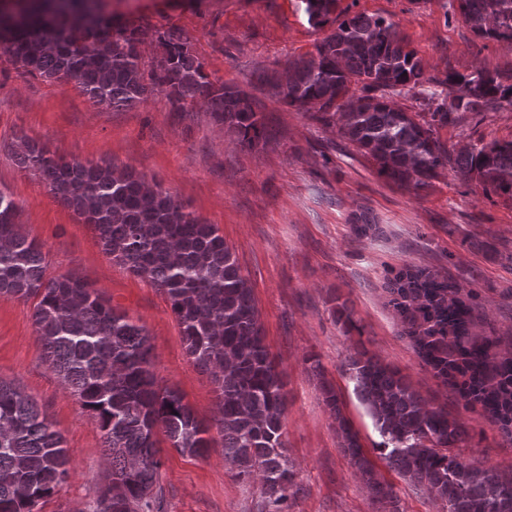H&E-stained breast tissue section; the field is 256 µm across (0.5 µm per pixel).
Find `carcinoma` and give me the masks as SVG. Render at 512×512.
<instances>
[{
	"label": "carcinoma",
	"mask_w": 512,
	"mask_h": 512,
	"mask_svg": "<svg viewBox=\"0 0 512 512\" xmlns=\"http://www.w3.org/2000/svg\"><path fill=\"white\" fill-rule=\"evenodd\" d=\"M340 0H300L312 27L333 29L314 52L264 72L259 84L339 136L379 175L404 188L431 185L441 170L477 181L512 201V139L474 144L455 154L436 138L459 116L512 111V75L474 68L423 87V66L381 16L349 14ZM460 15L482 38L512 44V0H458ZM143 24L105 13L102 0H0V49L19 71L69 80L93 104L130 109L155 90L174 106L203 100L210 117L247 148L270 135L259 102L243 89L210 80L191 45L158 33L162 55L146 68ZM419 89L425 112L398 98ZM18 166L39 175L96 233L112 262L168 298L193 363L219 390L211 425L180 393L159 385L149 334L87 280L50 276L43 246L16 223L20 206L0 189V297L33 302L44 362L101 433L104 483L94 512H164L161 449L200 457L221 446L239 478L260 477L258 512H289L300 487L284 453L288 398L265 344L249 279L224 236L169 190L111 161L55 157L21 138ZM387 304L420 359L467 410L512 434V353L476 332L474 296L426 267L408 265L385 283ZM344 366L375 421L387 467L424 490L441 512H512V472L464 462L466 423L425 403L399 370L356 347ZM340 448L356 467L379 512H399L394 486L381 479L334 388L322 384ZM217 435H211V429ZM71 476L65 440L38 401L0 380V512H33Z\"/></svg>",
	"instance_id": "obj_1"
}]
</instances>
